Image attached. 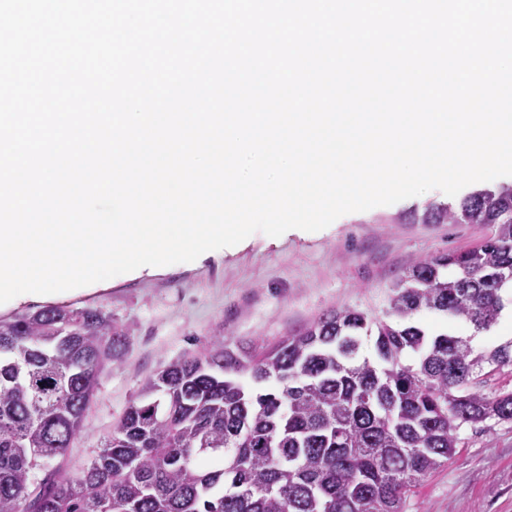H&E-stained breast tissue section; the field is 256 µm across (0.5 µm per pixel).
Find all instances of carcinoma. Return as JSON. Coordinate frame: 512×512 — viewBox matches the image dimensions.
<instances>
[{
    "label": "carcinoma",
    "mask_w": 512,
    "mask_h": 512,
    "mask_svg": "<svg viewBox=\"0 0 512 512\" xmlns=\"http://www.w3.org/2000/svg\"><path fill=\"white\" fill-rule=\"evenodd\" d=\"M431 224H491L463 253L414 263L384 320L332 310L261 352L218 341L149 379L77 476L29 487L65 454L121 332L93 308L0 320V512H403L455 453L458 431L512 421V341L475 351L451 324L489 333L512 303V187L437 208ZM427 310L431 331L411 321ZM377 330L378 362L357 361ZM410 352L417 362L404 364Z\"/></svg>",
    "instance_id": "cac0c4a2"
}]
</instances>
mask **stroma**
Masks as SVG:
<instances>
[{
	"label": "stroma",
	"mask_w": 512,
	"mask_h": 512,
	"mask_svg": "<svg viewBox=\"0 0 512 512\" xmlns=\"http://www.w3.org/2000/svg\"><path fill=\"white\" fill-rule=\"evenodd\" d=\"M478 189L468 185L461 196ZM461 196L433 189L343 215L317 232H256L202 259L55 296L54 304L111 315L124 334L81 432L54 461L59 476L81 473L149 378L215 341L270 347L334 309L385 318L416 261L471 250L491 234L488 224L426 223L432 207L459 205ZM458 437L455 454L408 496L404 512H512V423L467 425Z\"/></svg>",
	"instance_id": "stroma-1"
}]
</instances>
